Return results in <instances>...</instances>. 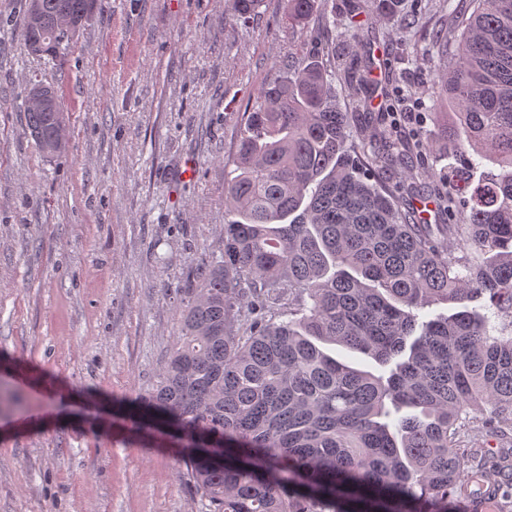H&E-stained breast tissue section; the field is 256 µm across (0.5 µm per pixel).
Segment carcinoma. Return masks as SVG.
I'll use <instances>...</instances> for the list:
<instances>
[{"instance_id": "cac0c4a2", "label": "carcinoma", "mask_w": 512, "mask_h": 512, "mask_svg": "<svg viewBox=\"0 0 512 512\" xmlns=\"http://www.w3.org/2000/svg\"><path fill=\"white\" fill-rule=\"evenodd\" d=\"M300 41L326 0H285ZM238 17L262 0H225ZM402 0H359L374 16ZM96 0H27L24 45L54 56ZM436 98L452 137L428 153L474 152L499 167L474 184L448 171L439 207L460 224H422L372 182L404 164L390 130L356 142L316 55L288 61L240 134L224 206L220 258L184 291L179 332L149 396L129 413L192 448L188 465L209 512H448L488 469L512 487V456L475 446L512 440V0H470L439 34ZM371 71L356 108L374 109ZM40 150L60 155L61 110L24 107ZM446 304L450 312L423 319ZM280 306V320L268 316ZM248 322L242 331L241 321ZM372 359L353 368L324 346ZM222 444L224 463L198 448Z\"/></svg>"}]
</instances>
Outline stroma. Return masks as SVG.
I'll return each mask as SVG.
<instances>
[{"instance_id":"1","label":"stroma","mask_w":512,"mask_h":512,"mask_svg":"<svg viewBox=\"0 0 512 512\" xmlns=\"http://www.w3.org/2000/svg\"><path fill=\"white\" fill-rule=\"evenodd\" d=\"M354 0H328L336 100L356 138L367 65L395 109L393 137L441 182L497 167L420 152L452 120L432 117L433 39L448 0H405L415 26L384 18L346 52ZM25 0H0V512H204L184 449L121 409L151 389L176 342L179 295L223 247L224 182L245 114L306 47L283 0L228 15L224 0H97L56 57L23 49ZM53 86L68 134L41 152L25 130L32 82Z\"/></svg>"}]
</instances>
